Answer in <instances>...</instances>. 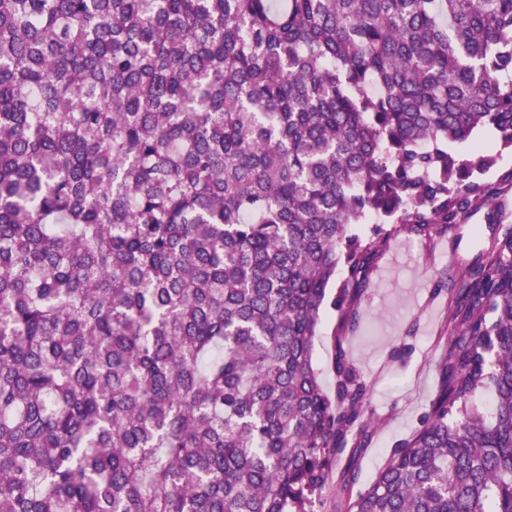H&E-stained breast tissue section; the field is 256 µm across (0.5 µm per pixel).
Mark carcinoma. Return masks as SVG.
Segmentation results:
<instances>
[{
    "label": "carcinoma",
    "instance_id": "carcinoma-1",
    "mask_svg": "<svg viewBox=\"0 0 512 512\" xmlns=\"http://www.w3.org/2000/svg\"><path fill=\"white\" fill-rule=\"evenodd\" d=\"M507 148L512 0H0V512H512ZM480 214L360 489L364 287ZM332 297L333 295L326 302L320 335L315 338L313 350V363L326 390H330L333 385L330 360L334 349L333 329L336 323V311L330 307Z\"/></svg>",
    "mask_w": 512,
    "mask_h": 512
}]
</instances>
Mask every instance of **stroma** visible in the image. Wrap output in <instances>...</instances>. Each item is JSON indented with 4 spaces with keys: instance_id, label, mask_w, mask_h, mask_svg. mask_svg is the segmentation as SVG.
Listing matches in <instances>:
<instances>
[{
    "instance_id": "35a3bbf8",
    "label": "stroma",
    "mask_w": 512,
    "mask_h": 512,
    "mask_svg": "<svg viewBox=\"0 0 512 512\" xmlns=\"http://www.w3.org/2000/svg\"><path fill=\"white\" fill-rule=\"evenodd\" d=\"M395 262L375 270L360 311V325L345 345L357 368L373 382L370 409L380 421L375 441L361 461L369 484L396 441L414 431L439 387L433 339L444 308L432 299L434 281L449 266L440 246L397 237Z\"/></svg>"
}]
</instances>
